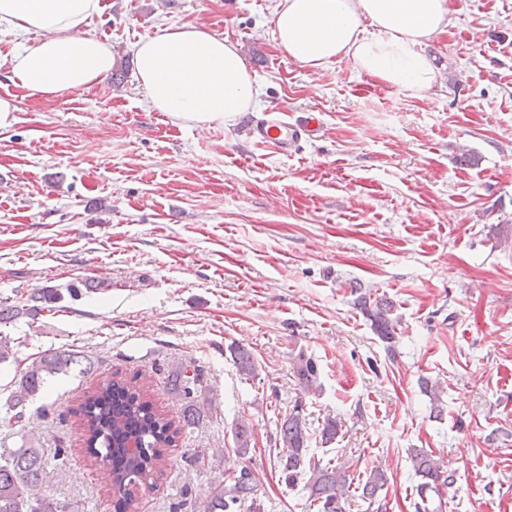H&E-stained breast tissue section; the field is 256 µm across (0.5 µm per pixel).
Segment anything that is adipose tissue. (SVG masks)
Listing matches in <instances>:
<instances>
[{"instance_id": "adipose-tissue-1", "label": "adipose tissue", "mask_w": 512, "mask_h": 512, "mask_svg": "<svg viewBox=\"0 0 512 512\" xmlns=\"http://www.w3.org/2000/svg\"><path fill=\"white\" fill-rule=\"evenodd\" d=\"M100 0H0V26L40 40L18 49L8 78L34 97L82 92L112 69L110 47L86 33ZM452 22L449 0H278L272 38L318 70L339 59L420 97L437 72L423 48ZM138 78L151 108L204 125L253 106L255 80L237 47L193 25L143 38Z\"/></svg>"}]
</instances>
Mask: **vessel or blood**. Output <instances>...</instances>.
I'll list each match as a JSON object with an SVG mask.
<instances>
[{"mask_svg":"<svg viewBox=\"0 0 512 512\" xmlns=\"http://www.w3.org/2000/svg\"><path fill=\"white\" fill-rule=\"evenodd\" d=\"M247 135L252 142L268 145L275 152L285 154L301 141L320 139L323 135V124L319 116L313 113L291 121L280 113L271 111L265 113L262 119L251 123Z\"/></svg>","mask_w":512,"mask_h":512,"instance_id":"vessel-or-blood-1","label":"vessel or blood"}]
</instances>
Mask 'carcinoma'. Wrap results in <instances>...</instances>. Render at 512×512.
<instances>
[{"mask_svg": "<svg viewBox=\"0 0 512 512\" xmlns=\"http://www.w3.org/2000/svg\"><path fill=\"white\" fill-rule=\"evenodd\" d=\"M30 300L35 305L24 310L9 304L6 298L1 299L0 324L21 317L32 319L60 302L62 293L54 286H44L36 289ZM355 305L368 316L374 332L387 343L388 351H393L392 306L381 300L371 301L369 293L359 294ZM229 352L240 373L255 375L256 364L249 349L232 345ZM76 363L78 359L74 355L58 352L33 360L22 376L18 391L10 396L9 409L14 411L10 419L22 421L26 402L39 394L48 379L66 373ZM292 370L300 396L279 422L283 445L278 460L281 480L291 488L305 481L307 501L316 512H370L387 483L384 471L371 469L365 481L353 491V478L347 471L309 456L304 397L319 389L317 365L300 349L292 358ZM79 412L88 459L96 464H112V494L117 506L135 507L136 491L145 485L163 460L165 450L175 442L178 430L174 429V422L154 405L146 392L128 387L117 377L100 381L94 391L85 395ZM251 436L249 425L238 424L236 455L241 459L251 451ZM410 461L415 475L420 477L412 508L414 512H434V500L442 498L443 490L453 487V474H445L424 448L412 449ZM44 466L43 450L32 445L0 453V512H67V506L40 493ZM257 487L255 474L248 466L230 465L224 469V488L207 498L203 512H263Z\"/></svg>", "mask_w": 512, "mask_h": 512, "instance_id": "1", "label": "carcinoma"}]
</instances>
